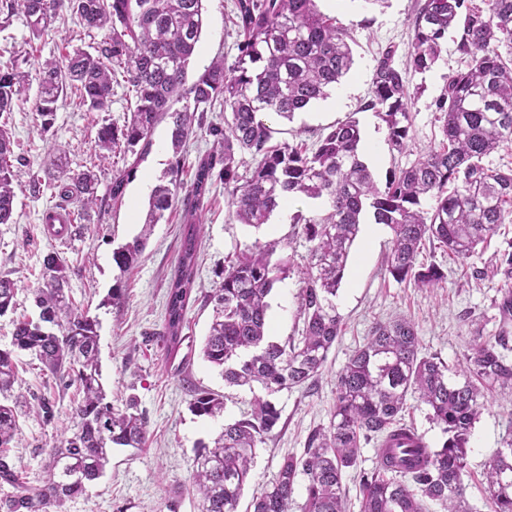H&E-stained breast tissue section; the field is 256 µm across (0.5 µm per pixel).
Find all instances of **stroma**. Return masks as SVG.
<instances>
[{
  "instance_id": "stroma-1",
  "label": "stroma",
  "mask_w": 512,
  "mask_h": 512,
  "mask_svg": "<svg viewBox=\"0 0 512 512\" xmlns=\"http://www.w3.org/2000/svg\"><path fill=\"white\" fill-rule=\"evenodd\" d=\"M424 0H388L385 7L367 6L364 0H345L337 7L319 0L322 13L335 17L346 28L354 54V65L342 83L351 93L341 106L329 99L313 102L292 119H271L272 144L304 143L314 147L330 127L358 120L363 138L379 142V153L366 157L377 184L389 174L422 158L440 140V123L435 102L443 94L449 76L464 70L466 62L457 48L456 33H449L443 51L424 73L407 72L410 87L419 91L409 104L410 142L406 151H392L385 123L365 107L370 97L371 78L380 53L396 46L397 63H404L412 38V23ZM206 26L188 67L189 78L202 74L216 58L233 64L239 38L232 24L233 0H206ZM103 32H87L77 19L63 14L49 36L31 39L22 17H13L0 29V65L20 64L30 78H37L42 63L77 47L97 45ZM130 103L122 86H115L112 109L91 112L76 91H68L58 102L57 118L48 132H41L35 95L18 102L7 127L15 142V153L25 159L26 169L40 177L53 171L57 151H65L73 170L94 167L103 205L84 216L86 228L79 237H54L44 231L45 211L72 213L76 205L61 199L53 190L32 197L28 188L17 191L14 223L0 224V274H9L17 284L15 309L0 316V349L10 348L13 322L35 316L31 290L42 280L43 259L55 253L66 261L67 290L75 306L99 322V351L107 399L124 409L129 397L147 417V441L141 450L116 448L101 478L89 482L83 495L66 502L65 512H197L191 484L190 465L201 445L211 444L224 424L247 416L257 399L264 397L260 385L231 386L204 361L201 347L213 315L209 296L221 280L226 261L239 248L253 243H272L280 256L295 263L287 277L277 283L270 304L269 336L283 343L302 328L298 318L299 267L308 255L309 244L300 233L299 217H312L329 208L327 201L298 196L281 204L267 224L253 228L238 223L227 205L223 182H214L201 210L204 228L197 247L198 270L187 310V323L175 351H168L163 338L168 285L178 266L185 214L167 212L155 224L138 262L120 272L112 259L118 246L142 229L148 198L136 195L144 175L161 180L173 163H180L183 185H190L199 158L212 147L207 125L223 124L224 105L215 103L204 114V126L189 137L181 155L171 148V123H159L152 135L148 154L136 166L119 200L107 199L112 183L111 163H95L96 133L102 124L122 125ZM391 231L381 227L377 236L359 235L336 295L341 333L330 349L325 367L312 388L285 389L272 400L281 413L278 425L256 451L250 480L239 507L246 512L253 495L269 487L284 458L301 454L310 431L327 424L333 406L336 378L349 355L361 346L375 322L396 317L411 319L425 353L435 355L454 370L465 365L464 355L475 331L491 335L496 329L494 302L506 288L494 273V254L512 240V223L500 226L484 245L474 265L482 271L475 278L465 273L438 243H425L418 260L439 266L444 280L422 290L396 282L386 270ZM121 288L120 302H108L114 288ZM17 381L13 392L25 397L46 396L55 403V418L46 422L30 415L20 419L21 434L10 454L37 485L47 452L62 439L63 427L79 398L76 386H64L26 353L18 354ZM221 394L224 414L200 417L189 403L194 388ZM512 428V389H496L481 410L468 445V472L464 478L466 497L475 508L483 506V473L503 446Z\"/></svg>"
}]
</instances>
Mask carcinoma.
Instances as JSON below:
<instances>
[{"label": "carcinoma", "mask_w": 512, "mask_h": 512, "mask_svg": "<svg viewBox=\"0 0 512 512\" xmlns=\"http://www.w3.org/2000/svg\"><path fill=\"white\" fill-rule=\"evenodd\" d=\"M205 0H0V25L14 16L25 20L30 38L41 39L61 12L69 11L89 32L104 31L93 51L75 48L45 61L39 72L37 112L40 132L54 125L57 103L69 86L80 91L92 112L112 107L116 72H122L130 116L120 127L97 131L99 159L119 152L138 163L152 145L156 126L170 119L172 147L179 154L194 132L196 113L224 100V125H210L211 150L199 161L190 189L182 191L180 161L170 179L158 184L140 235L113 252L124 270L141 255L152 226L166 211L182 207L188 224L178 267L168 288L166 343L181 341L197 270V217L213 185L224 191L236 219L258 228L290 196L325 197L330 211L303 219L301 234L311 243L300 270L301 336L285 344L267 336L268 297L291 269L288 257L273 259L274 249L255 244L228 260L213 289L214 318L202 349L204 359L233 386L261 385L268 393L308 387L321 374L341 330L336 293L365 216L391 230L386 270L398 283L436 287L444 272L417 264L425 240L436 241L462 264L479 254L512 217V169H490L484 157L512 142V0H426L416 17L406 69L396 49L381 52L371 79L368 107L386 124L388 144L399 153L409 146L412 92L405 70L423 73L436 63L448 31L460 32L458 50L467 69L448 79L437 99L441 136L413 165L394 171L379 186L359 157L361 130L351 118L321 134L316 148L271 145L266 113L291 119L294 112L327 95L354 63L347 30L322 13L316 0H233L238 56L227 67L218 59L196 80H187L190 58L205 25ZM29 90L16 66L0 67V117L13 111ZM182 104L179 109L176 104ZM7 123L0 121V224L14 223L15 186L21 169ZM247 153L253 167L238 172L237 155ZM52 187L80 209L103 204L91 169L74 171L57 157ZM493 268L512 281V241L494 254ZM65 260L45 256L42 286L34 290L38 319L15 322L13 347L28 352L51 374L76 385L82 399L75 408L71 436L50 448L41 482L28 485L22 467L6 448L19 431V417L55 416L45 397L30 403L8 393L17 380L13 351L0 350V484L14 489L0 498V512H63L65 503L83 494L100 477L112 449L140 448L147 417L130 399L125 409L105 402L99 364V322L73 308L63 286ZM17 285L0 277V316L13 307ZM499 327L492 336L475 331L465 356L462 379L422 351L415 324L407 318L375 323L366 342L355 349L337 375L328 424L315 428L299 456L285 458L272 485L254 496L249 512H293L297 478H307L300 512H347L344 474L357 468L361 448L376 441V465L360 477V512H429L425 501L442 512H474L463 482L472 429L487 395L512 388V289L495 302ZM430 409L446 435L431 448L402 422L410 396ZM197 416L224 412L223 396L208 389L192 391ZM280 419L270 400L258 401L249 416L224 425L223 431L193 459L191 480L197 512H238L258 445ZM484 512H512V429L486 468Z\"/></svg>", "instance_id": "cac0c4a2"}]
</instances>
